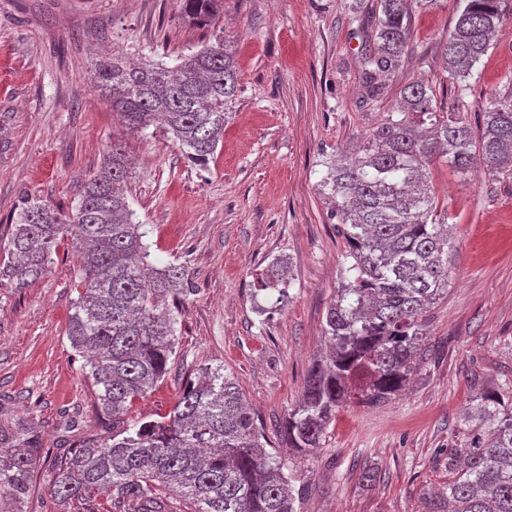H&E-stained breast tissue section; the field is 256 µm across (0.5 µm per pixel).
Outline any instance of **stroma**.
<instances>
[{"label":"stroma","instance_id":"1","mask_svg":"<svg viewBox=\"0 0 512 512\" xmlns=\"http://www.w3.org/2000/svg\"><path fill=\"white\" fill-rule=\"evenodd\" d=\"M462 7L412 5L411 50L388 77L387 98L368 105L350 16L378 13V0H224L204 28L185 21L180 0H0V233L23 196L74 207L113 139H124L137 159L126 202L149 261L185 266L192 281L178 358L233 375L275 436L325 348V309L346 264L320 188L329 164L411 82L429 86L441 116L474 128L490 100L512 95V18L464 87L449 83L443 47ZM219 33L235 54L238 89L207 166L190 163L162 125L126 132L94 87L96 60L172 68ZM427 179L453 241L448 293L425 317L430 356L388 402L341 408L313 456L278 449L305 486L300 512H419L421 493L448 480L447 451L465 441L470 398L512 383V174L480 168L462 178L436 161ZM277 260L290 270L282 293L261 282ZM78 280L64 238L48 274L20 290L0 284V393L12 399L0 416L29 414L51 456L66 447V418L83 439L112 432L67 338ZM182 383L172 370L125 422L168 413ZM367 468L376 482L363 480Z\"/></svg>","mask_w":512,"mask_h":512}]
</instances>
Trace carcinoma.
Segmentation results:
<instances>
[{
	"label": "carcinoma",
	"instance_id": "1",
	"mask_svg": "<svg viewBox=\"0 0 512 512\" xmlns=\"http://www.w3.org/2000/svg\"><path fill=\"white\" fill-rule=\"evenodd\" d=\"M415 0H380L381 15L366 32V98L387 93L383 77L402 66ZM444 46L448 80L464 81L512 15V0H464ZM192 24H210L223 0H181ZM97 87L120 124L146 129L161 120L186 159L205 166L224 133L237 92L234 55L219 37L174 68L112 59L96 66ZM438 158L458 174L477 163L512 172V97L484 112L478 131L438 115L427 85L401 91L398 109L369 130L362 144L321 180L336 206L348 263L326 307L325 356L309 369L302 399L280 426L286 447L314 455L336 411L351 398L377 405L401 391L423 360L425 313L448 293L451 237L438 213L426 168ZM130 151L112 142L82 187L74 211L37 198L21 202L0 252V280L25 288L52 263L58 240L70 237L79 258L81 291L67 328L72 350L86 358L100 415L117 423L132 403L163 381L176 358L177 314L191 291L179 265L151 266L140 225L123 187ZM284 264L268 267L265 285L284 283ZM182 393L160 421L114 430L69 446L52 467L50 490L77 512H298L295 486L280 456L268 450L264 427L221 367L184 368ZM461 448L448 449V481L422 496L421 512H512V401L497 389L479 392L464 415ZM43 448L26 416L0 418V502L24 512Z\"/></svg>",
	"mask_w": 512,
	"mask_h": 512
}]
</instances>
